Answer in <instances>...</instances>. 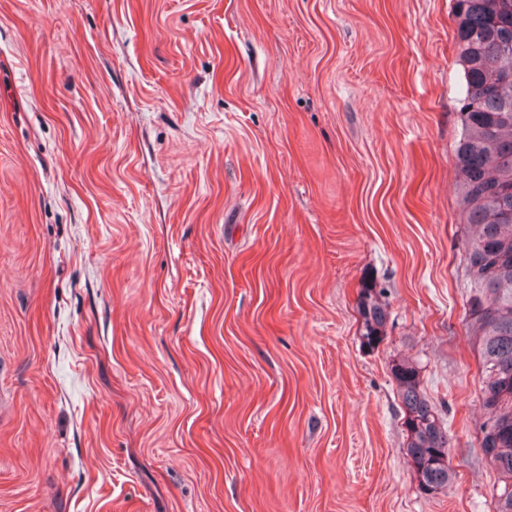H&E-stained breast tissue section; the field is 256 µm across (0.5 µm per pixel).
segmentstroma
<instances>
[{"mask_svg": "<svg viewBox=\"0 0 512 512\" xmlns=\"http://www.w3.org/2000/svg\"><path fill=\"white\" fill-rule=\"evenodd\" d=\"M454 6L0 0V512H493ZM380 297L374 288H364L359 299L358 311L362 320L359 338L363 347L374 348L384 340L387 312ZM393 379L405 409L406 454L411 458L419 487L447 490L453 481L448 462V434L434 404L421 391L419 370L413 362L392 365Z\"/></svg>", "mask_w": 512, "mask_h": 512, "instance_id": "obj_1", "label": "stroma"}]
</instances>
